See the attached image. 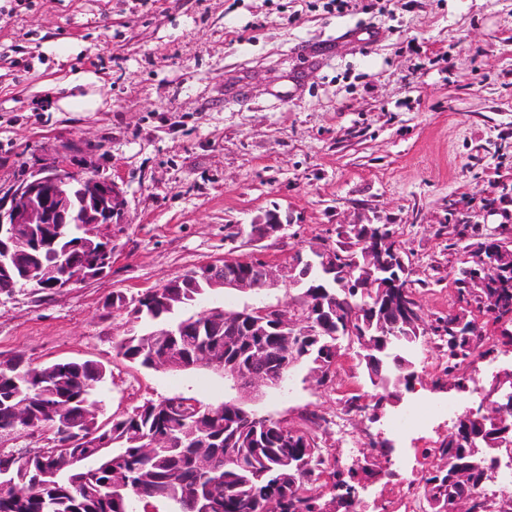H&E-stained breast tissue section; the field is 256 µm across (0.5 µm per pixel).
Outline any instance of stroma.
I'll return each mask as SVG.
<instances>
[{
	"mask_svg": "<svg viewBox=\"0 0 512 512\" xmlns=\"http://www.w3.org/2000/svg\"><path fill=\"white\" fill-rule=\"evenodd\" d=\"M24 46L11 62V45ZM67 53H60V45ZM91 72L92 112H60L40 92ZM115 178L127 195L112 268L69 292L32 286L0 294V353L32 365L92 359L108 376L105 415L181 393L218 404L234 398L207 370L132 367L117 357L125 316L101 319L115 291L134 294L223 258L224 227L278 212L288 227L240 255L284 263L338 225H392L412 269L427 322L459 310L453 280L467 228L512 227V0H353L343 14L326 0H0V184L28 176L41 159ZM471 390H450L434 343L418 346L414 389L404 406L478 407L475 371L512 366L486 355L495 339L477 315ZM342 345L319 380L310 363L287 389L267 390L251 409L291 427L323 416L322 448L357 466L368 434L386 432L347 412L373 395ZM343 417L344 429L332 427ZM452 419L392 434V479L362 490L363 512H390L409 459L440 447Z\"/></svg>",
	"mask_w": 512,
	"mask_h": 512,
	"instance_id": "obj_1",
	"label": "stroma"
}]
</instances>
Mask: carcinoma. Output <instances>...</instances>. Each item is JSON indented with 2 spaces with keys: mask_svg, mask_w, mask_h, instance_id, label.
<instances>
[{
  "mask_svg": "<svg viewBox=\"0 0 512 512\" xmlns=\"http://www.w3.org/2000/svg\"><path fill=\"white\" fill-rule=\"evenodd\" d=\"M338 249L351 261L361 257L358 240L339 239ZM108 242L102 240L94 224H52L46 228L22 229L13 240L0 239V293L29 284L40 290L58 291L53 271L56 261L65 259L75 266L104 259ZM495 250L502 264L490 269L475 260L482 251ZM460 266L454 285L457 298L473 300L480 312V299L469 290L470 280L480 277L484 289L500 301L499 314L512 305V244L496 242L483 234L459 248ZM316 288H300L291 302L312 309L320 299L319 286L327 279L315 274ZM208 287L201 280L189 281L184 288H148L135 296L114 292L102 304L100 317L108 319L115 311L127 320L149 325L133 331L116 345V355L134 366L154 367L153 358L175 350L188 359L213 345L224 346L225 339L239 335L242 344L234 356L245 364L251 357L248 347L261 343L273 357L295 355V362H310L327 376L328 364L336 355L339 327L350 316V308L363 312L361 320L366 339L378 349L382 361L380 399H389L409 388L416 376L415 364L407 350L432 335L442 342L447 362L444 372L453 378L457 369L472 356L457 346L451 336V317L436 325L426 322L422 308L408 291L401 322L387 326L393 315L392 295L379 288L350 300L332 294L326 335L310 331L297 336L284 335L267 325L259 336H244L251 328L247 321L234 330L213 326L206 309L197 308ZM174 325L183 326L175 337V348L165 345L163 333ZM106 366L99 361L62 360L32 367L15 355L0 356V440H16L22 435L51 431L52 445L44 448H0V486L13 485V493L0 496V512H148L160 503L162 512H257L265 501L272 512H322L320 497L309 485L328 474L331 500L340 512H360L351 497L349 482L342 478L336 463L325 457L315 432L299 430L288 437L264 429L245 413L229 406L198 402L190 411L182 405L147 402L133 412L112 418L87 417L99 404L95 394L105 382ZM164 430L172 442L166 448L146 453L139 440ZM98 432L106 440L100 452L83 448V436ZM512 444V413L475 416L462 421L457 434L435 449L446 464L428 470L421 477L427 508L422 512H512V495L501 500L487 492L495 457ZM237 463L224 466V458ZM210 457L219 469L203 471L198 462Z\"/></svg>",
  "mask_w": 512,
  "mask_h": 512,
  "instance_id": "1",
  "label": "carcinoma"
}]
</instances>
